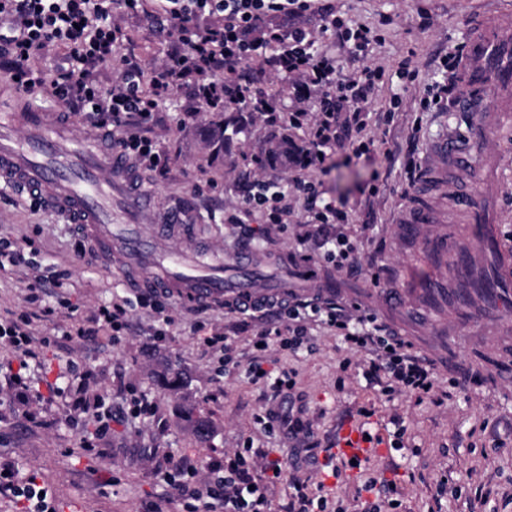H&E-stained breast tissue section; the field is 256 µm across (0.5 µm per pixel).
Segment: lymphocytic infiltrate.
I'll return each mask as SVG.
<instances>
[{
    "instance_id": "obj_1",
    "label": "lymphocytic infiltrate",
    "mask_w": 512,
    "mask_h": 512,
    "mask_svg": "<svg viewBox=\"0 0 512 512\" xmlns=\"http://www.w3.org/2000/svg\"><path fill=\"white\" fill-rule=\"evenodd\" d=\"M119 7L147 14L159 27L170 28L176 42L161 65L146 69L120 55L125 33L114 19ZM310 12L320 15L321 32L349 52L363 50L378 37L370 27L345 25L323 0H155L151 7L146 0H0V71L32 98L39 88L50 86L68 111L83 113L110 137L113 152L161 175L168 159L151 140L134 134L118 137L114 131L133 123L148 124L158 100L184 85L191 87L196 107L184 112L182 122L194 120L200 110L227 109L252 112L272 125L285 122L307 130L304 164L319 167L341 140L354 142L356 154L367 151L363 116L383 73L367 67L349 79H338L335 57L319 51L316 34L299 23ZM56 49L62 52L64 66L50 80L38 61ZM110 61L119 64L120 80L105 91L93 72L98 64ZM255 65L291 86L298 107L278 115L273 95L254 86ZM242 205L245 212H262L269 224L287 223L293 214L287 193L273 183L255 184L244 194ZM326 246L321 257L304 254L301 262L320 261L339 272L361 273L357 242L339 233L328 238ZM43 314L67 318V325L60 328L66 338L91 331L112 336L126 327L128 318L125 304L114 301L98 306L88 329L78 323L70 301L44 308ZM280 316V325L263 328L256 336L258 345L250 361L255 380L269 382L277 394L293 388L294 372L274 377L264 369L267 344L274 341L281 350L294 353L308 338V321L326 325L351 350L368 356L363 376L374 387L375 399L358 408L357 428L370 444L384 442L370 432L379 403L404 393L427 397L436 388L433 361L413 352L410 342L361 302L347 307L315 295L289 302L281 307ZM46 343V338L36 336L27 316L0 319V346L12 350L17 361L6 380L9 396L0 399V411L33 402L51 405L61 395L57 386L40 392L31 377L36 348ZM282 472L280 459L249 440L222 458L175 464L163 479L190 500V512H264L269 486ZM2 492L20 504L21 512H55L51 493L34 471L0 464ZM398 493L395 482L364 477L356 487L360 512H394Z\"/></svg>"
}]
</instances>
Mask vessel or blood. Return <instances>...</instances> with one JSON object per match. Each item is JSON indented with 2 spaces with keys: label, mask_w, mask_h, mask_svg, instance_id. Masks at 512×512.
Returning a JSON list of instances; mask_svg holds the SVG:
<instances>
[{
  "label": "vessel or blood",
  "mask_w": 512,
  "mask_h": 512,
  "mask_svg": "<svg viewBox=\"0 0 512 512\" xmlns=\"http://www.w3.org/2000/svg\"><path fill=\"white\" fill-rule=\"evenodd\" d=\"M453 109L470 115L471 135L466 139L449 135L437 141L424 163L423 183L455 178L462 185L459 205L472 223L482 224L475 175L488 135L487 117L493 113L500 122L512 121V11L496 9L470 21ZM0 182L57 210L88 236L102 260L120 273L131 291L154 288L180 305L196 308L223 303L251 309L288 296L287 286L254 280L256 259L250 248L226 259L204 257L197 248L166 247L168 234L180 230L174 216L157 233L146 234L141 209L130 197L147 196V189L137 187L119 155L104 149L91 151L74 140L69 121L58 113L0 110ZM436 217L433 200L419 193L409 205L403 231L429 243L427 226ZM483 234L496 252L498 265L493 286L486 291L487 303L472 316L492 322L512 303V245L500 242L491 227L484 226ZM336 454L344 460H362L371 450L349 425Z\"/></svg>",
  "instance_id": "1"
}]
</instances>
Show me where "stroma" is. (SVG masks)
I'll use <instances>...</instances> for the list:
<instances>
[{
	"label": "stroma",
	"instance_id": "obj_1",
	"mask_svg": "<svg viewBox=\"0 0 512 512\" xmlns=\"http://www.w3.org/2000/svg\"><path fill=\"white\" fill-rule=\"evenodd\" d=\"M347 25L377 29L380 39L362 53L336 49L339 75L347 77L366 67L384 72L369 106L368 153L355 155L352 144L337 148L324 167L301 170L293 163L257 168L253 159L262 154L275 135L288 133L297 144L306 134L298 129L270 127L248 119L246 112L224 113L223 147L214 143L213 115H201L179 125L180 110L192 105L190 89L160 100L158 120L145 131L170 158L168 173L160 177L140 170L144 187L151 191L145 223L162 224L172 209L182 211L193 241L205 242L224 257H232L242 241L243 227L229 223L237 214L248 185L255 179L271 180L282 190L302 175L320 183L328 198L346 203L348 219L342 226L328 225V232L342 230L361 241L365 257L375 258L382 271L378 283L369 276L337 274L336 280L352 299L370 297L376 314H383L386 288H414L430 279L422 246L400 234L399 223L410 199L406 196L405 164L408 157L423 159L433 142L450 131L467 134L468 124L454 112L423 109L421 100L433 94L442 76L437 71L442 55L465 38L472 15L497 5L512 7V0H329ZM117 22L132 36L125 51L142 66L161 64L171 40L151 27L145 18L117 14ZM411 57L415 80L402 79L397 65ZM488 162L482 204L493 214L503 242L512 243V126L491 129L483 145ZM440 216L431 233L452 238L473 257L471 270L493 271L494 256L482 247L465 215L452 197L439 205ZM308 212L295 201L290 223L264 225L266 237L256 247L266 271L277 268L279 256L318 254L314 241H303ZM0 239L24 245L31 267L0 273V315L28 310L25 286L30 276H50L66 269L69 285L49 288L42 295L46 305L68 299L79 316L128 290L115 276L87 265L75 254L76 234L50 209L34 198L20 196L0 185ZM172 319L161 345L151 335L157 325L151 307L133 305L130 329L116 342L101 335L51 344L44 355L53 365L74 362L77 373L60 380V387L76 390L80 376L112 402L130 393L146 392L155 406L145 414L113 425L111 438L95 450L81 447L93 422L70 425L65 406L40 410L41 427L21 425L10 415L0 416V461L37 471L51 491L57 512H185L178 493L158 483L154 469L164 458L189 455L200 460L233 453L246 439L269 449L272 456L294 462L297 441L266 435L255 418L271 409L261 384L248 370L251 341L274 324V311L239 316L215 305L205 311L188 310L169 303ZM418 332L434 330L436 346H421V353L437 361L438 388L430 397L400 395L379 414L374 431H383L393 415H400L407 429L410 451L399 454L380 447L370 468L377 478L396 481L402 488L401 512H512V327L459 324L452 310L424 306ZM234 338L236 351L227 366H220L208 352L204 339L213 331ZM349 351L323 326L309 330V345L295 353L278 348L267 352V369L297 374L296 391L313 424L314 439L328 445L350 423V411L372 398L362 377L341 373L340 360ZM480 368L483 375L469 391L448 384L449 370L443 356ZM176 364L186 375L182 386L170 385L165 375ZM205 419L208 437H199L195 422ZM448 478L459 497L435 501L437 480Z\"/></svg>",
	"mask_w": 512,
	"mask_h": 512
}]
</instances>
